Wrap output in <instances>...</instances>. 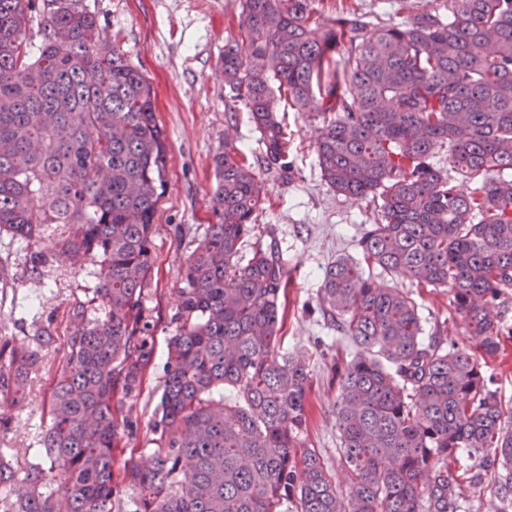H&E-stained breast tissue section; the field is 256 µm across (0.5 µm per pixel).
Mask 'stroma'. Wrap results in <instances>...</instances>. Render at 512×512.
I'll return each instance as SVG.
<instances>
[{"instance_id": "1", "label": "stroma", "mask_w": 512, "mask_h": 512, "mask_svg": "<svg viewBox=\"0 0 512 512\" xmlns=\"http://www.w3.org/2000/svg\"><path fill=\"white\" fill-rule=\"evenodd\" d=\"M126 59L137 65L156 91L158 120L168 138L167 190L155 217V272L146 299L154 320V365L134 404L139 421L126 446L147 461L152 424L162 393L167 339L175 326L180 265L193 249L191 235H178V225L203 233L213 221L215 179L211 157L223 142L248 147L266 193L254 219V229L241 245V257L260 246L278 252L290 272L286 313L279 333L281 351L306 361L312 377L309 419L300 441L320 454L337 482H344L336 427L338 384L336 319L323 304L320 291L325 269L337 258L360 257L358 240L370 223L372 205L366 199L336 195L322 182L316 162L315 139L321 119L285 109L281 117L290 140L287 171L267 167L259 134L241 103H229L221 58L225 42L238 38L240 0H82ZM0 262L15 276L12 287L0 291V339L31 345L36 329L13 298L32 300L43 319L52 320L54 340L44 348V365L32 372L23 392L0 394V459L8 462L16 480L29 465L45 463L39 441L50 425L49 399L53 379L65 362L67 312L88 299L93 286L84 273L62 263L47 267L43 281L30 279L23 256L0 239ZM410 288L419 305L426 335L445 344H469L463 318L444 288ZM476 487L465 488L459 512H512V495L491 493L494 474L482 471Z\"/></svg>"}]
</instances>
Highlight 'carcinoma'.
I'll return each instance as SVG.
<instances>
[{"label":"carcinoma","mask_w":512,"mask_h":512,"mask_svg":"<svg viewBox=\"0 0 512 512\" xmlns=\"http://www.w3.org/2000/svg\"><path fill=\"white\" fill-rule=\"evenodd\" d=\"M316 0H242L241 40L224 45L228 98L260 134L264 162L288 169L286 101L322 117L321 181L378 202L362 259L325 271L322 301L355 348L334 365L347 483L298 455L310 374L279 351L288 269L243 239L263 203L245 152L212 157L214 222L181 263L151 462L122 457L153 364L144 307L155 267L167 138L150 81L79 0H0V235L36 244L55 224L69 265L94 281L69 310L65 364L43 441L49 467L9 487L17 512H457L470 469L512 493V427L480 356L502 349L512 288V0L423 5L368 34L357 12L318 22ZM448 152L461 193L434 163ZM447 288L471 349L424 338L412 292L370 269ZM53 339L0 340V393H19ZM230 387L234 398L224 400Z\"/></svg>","instance_id":"obj_1"}]
</instances>
